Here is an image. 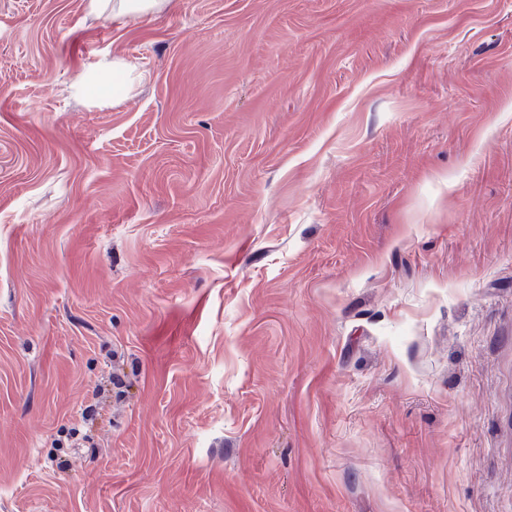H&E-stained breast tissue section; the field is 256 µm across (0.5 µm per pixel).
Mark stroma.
Returning <instances> with one entry per match:
<instances>
[{
	"label": "stroma",
	"instance_id": "1",
	"mask_svg": "<svg viewBox=\"0 0 512 512\" xmlns=\"http://www.w3.org/2000/svg\"><path fill=\"white\" fill-rule=\"evenodd\" d=\"M0 512H512V0H0ZM172 0H115L112 2V16L138 17L169 5Z\"/></svg>",
	"mask_w": 512,
	"mask_h": 512
}]
</instances>
